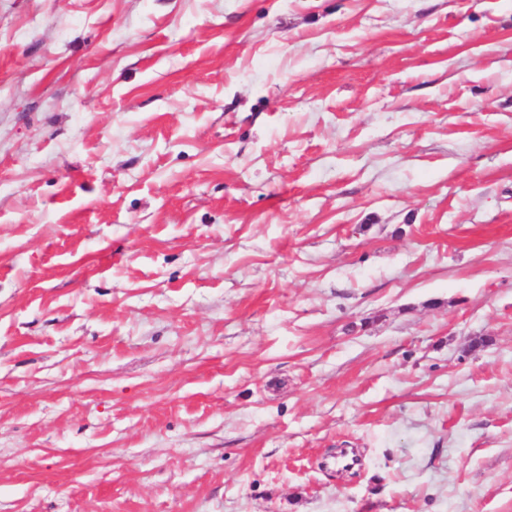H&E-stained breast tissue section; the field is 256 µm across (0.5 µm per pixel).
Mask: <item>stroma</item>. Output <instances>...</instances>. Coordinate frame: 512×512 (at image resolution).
Masks as SVG:
<instances>
[{
    "label": "stroma",
    "mask_w": 512,
    "mask_h": 512,
    "mask_svg": "<svg viewBox=\"0 0 512 512\" xmlns=\"http://www.w3.org/2000/svg\"><path fill=\"white\" fill-rule=\"evenodd\" d=\"M0 512H512V0H0Z\"/></svg>",
    "instance_id": "obj_1"
}]
</instances>
